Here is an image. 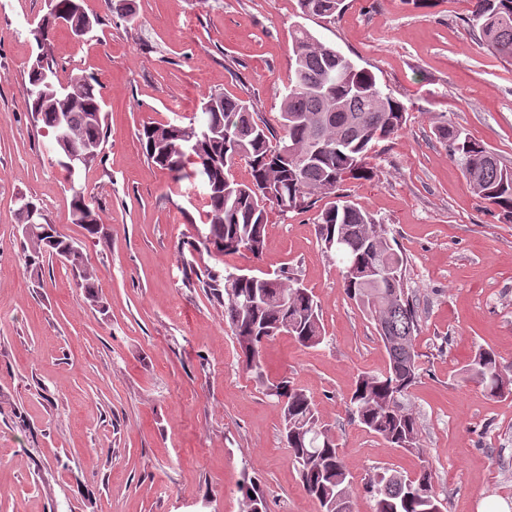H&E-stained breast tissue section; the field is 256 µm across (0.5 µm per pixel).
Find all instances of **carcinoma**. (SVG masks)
Wrapping results in <instances>:
<instances>
[{
  "label": "carcinoma",
  "instance_id": "carcinoma-1",
  "mask_svg": "<svg viewBox=\"0 0 512 512\" xmlns=\"http://www.w3.org/2000/svg\"><path fill=\"white\" fill-rule=\"evenodd\" d=\"M75 0H54V22L41 18L36 40L41 69L27 71L28 112L44 115L42 124L53 132L56 113L66 117L67 140L59 152L91 153L84 165L102 163L105 142L102 100L87 78L74 77L67 95L49 58L53 31L64 25L72 31L91 18L74 7ZM467 23L494 56L512 62V0H470ZM343 0H298L301 15L333 19ZM294 71L280 110L279 137L252 110L247 100L222 93L207 95L202 118L188 126L146 125L139 140L152 163L172 173L186 166L207 188L208 233L203 245L218 253L247 251L260 258L265 250L266 208L283 216L309 211L323 199L334 201L318 214L322 249L338 257L342 288L357 308L375 323L388 354V367L379 375L357 376L349 398L352 414L369 431L392 448L421 453V425L404 403L418 379L414 336L421 316L407 287L404 257L390 240L387 225L347 200L344 185L373 174L370 159L375 146L394 138L406 121V106L385 92L376 76L358 67L335 46L324 43L307 28L290 32ZM50 73L47 84L42 71ZM440 142L459 162L469 187L512 219V167L482 143L443 124L436 127ZM192 141L197 149L177 165L168 160L178 145ZM245 162L251 172L247 183L237 181L233 166ZM38 223L24 234L30 253L26 268L35 274L44 255H56L75 270L88 298L96 302L94 274L84 263L79 246L50 224L41 207L27 199ZM75 221L95 236L101 232L98 210L81 191H72ZM210 287L224 303V320L240 349L245 368L262 374V348L281 333L305 347L323 342V325L313 294L298 278L286 273L273 277H234L208 272ZM467 371L495 398L512 396V377L502 372L495 352L480 348L470 358ZM283 410V438L292 464L307 493L321 512H353L352 481L343 465L336 439L316 416L312 398L283 378L268 386ZM366 489L376 499V512H427L430 503L443 505L433 487L432 470L421 461L414 476L385 469L374 474ZM244 512H266L260 484L247 477L239 485Z\"/></svg>",
  "mask_w": 512,
  "mask_h": 512
}]
</instances>
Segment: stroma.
<instances>
[{
	"label": "stroma",
	"instance_id": "1",
	"mask_svg": "<svg viewBox=\"0 0 512 512\" xmlns=\"http://www.w3.org/2000/svg\"><path fill=\"white\" fill-rule=\"evenodd\" d=\"M344 4L330 22L301 19L297 0H132L128 20L110 0H83L98 25L82 40L57 27L50 53L61 79H93L104 102V160L81 176L103 218L91 237L73 222L50 138L25 103L29 30L46 0H0V512H241L246 474L268 512H319L267 392L285 377L339 444L355 512H374L365 480L377 468L410 473L423 461L446 512H512V396L491 397L466 371L481 347L512 367V220L470 190L435 135L448 124L512 163V62L472 33L468 0ZM299 23L407 108L402 130L376 148V177L347 189L407 257L422 313L410 397L419 456L349 416L357 375L384 372L388 356L319 244L316 211L268 208L261 259L206 250L204 183L148 162L137 138L148 122L189 125L211 93L251 100L278 127ZM23 194L81 247L100 303L58 260L31 277ZM234 268L294 273L315 295L324 341L276 336L263 377L246 370L207 286L208 272Z\"/></svg>",
	"mask_w": 512,
	"mask_h": 512
}]
</instances>
